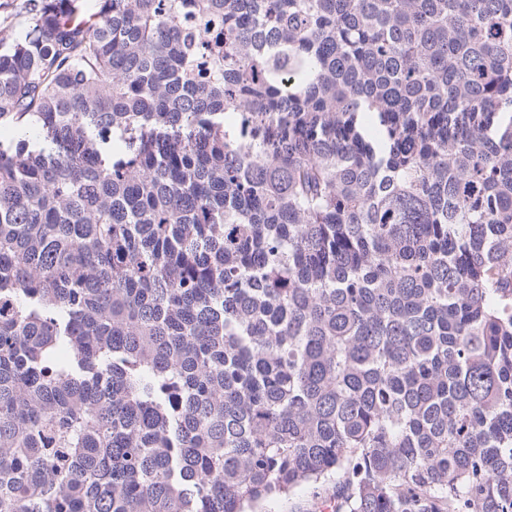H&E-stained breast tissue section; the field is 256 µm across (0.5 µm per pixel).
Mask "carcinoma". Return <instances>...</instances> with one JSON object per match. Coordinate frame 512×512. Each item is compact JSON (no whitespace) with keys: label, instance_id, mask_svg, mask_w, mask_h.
Listing matches in <instances>:
<instances>
[{"label":"carcinoma","instance_id":"cac0c4a2","mask_svg":"<svg viewBox=\"0 0 512 512\" xmlns=\"http://www.w3.org/2000/svg\"><path fill=\"white\" fill-rule=\"evenodd\" d=\"M23 9L0 512H512V0ZM315 490L319 494H316L310 486L297 488L289 496L264 503L260 510L261 512H326L319 511L321 500L317 496L332 494L335 491L334 483L329 482Z\"/></svg>","mask_w":512,"mask_h":512}]
</instances>
